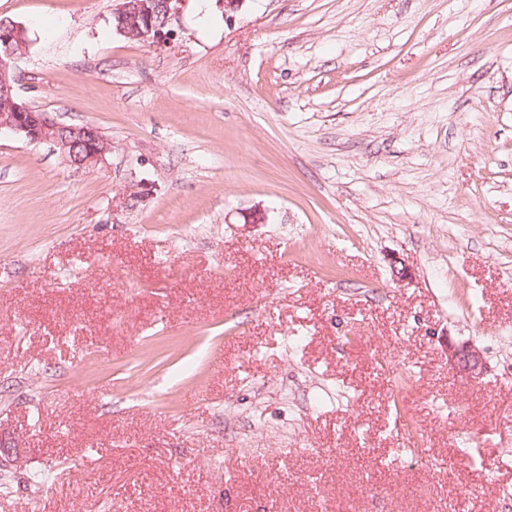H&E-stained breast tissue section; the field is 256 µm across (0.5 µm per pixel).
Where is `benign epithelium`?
Wrapping results in <instances>:
<instances>
[{"mask_svg":"<svg viewBox=\"0 0 512 512\" xmlns=\"http://www.w3.org/2000/svg\"><path fill=\"white\" fill-rule=\"evenodd\" d=\"M120 23L116 34L148 44H164L171 39L172 30L164 31L153 25L151 0H119L113 9ZM24 29L17 23L0 25V41L10 45L24 39ZM18 55H8L0 62V102L5 111L0 112V132H11L27 140L48 142L55 145L72 166H89L97 163L111 149V143L100 130L91 124H64L49 113L35 114L15 91L17 76L15 61ZM448 361L459 373L472 382L484 374L482 355L467 344L448 346ZM25 449L13 434L0 429V463L22 466Z\"/></svg>","mask_w":512,"mask_h":512,"instance_id":"obj_1","label":"benign epithelium"}]
</instances>
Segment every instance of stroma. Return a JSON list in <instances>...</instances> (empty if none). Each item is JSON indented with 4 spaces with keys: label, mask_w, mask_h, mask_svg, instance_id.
<instances>
[{
    "label": "stroma",
    "mask_w": 512,
    "mask_h": 512,
    "mask_svg": "<svg viewBox=\"0 0 512 512\" xmlns=\"http://www.w3.org/2000/svg\"><path fill=\"white\" fill-rule=\"evenodd\" d=\"M115 5L0 0V512H512V0ZM161 1L163 0L153 1L152 4L156 24H161L165 20L164 4ZM118 2L113 9V14L119 19L115 16L111 17L114 30L120 20L116 34L129 40L145 41L147 44H164L171 39L173 34L171 28L165 32L153 25L151 0H119ZM24 29L17 23L0 25V102L7 112H0V132H11L27 140L55 145L71 166H89L97 163L111 149V143L91 124H64L48 112L31 109L15 91L17 76L15 61L19 51L14 41L24 39ZM12 44V45H11ZM8 45H11L7 47ZM20 52V51H19ZM8 55V56H7ZM35 113H40L36 116ZM448 361L454 369L472 382L480 381L483 377V357L470 345H449ZM25 452L21 441L15 435L6 434L0 428V462L2 465L21 467L25 462Z\"/></svg>",
    "instance_id": "1"
}]
</instances>
